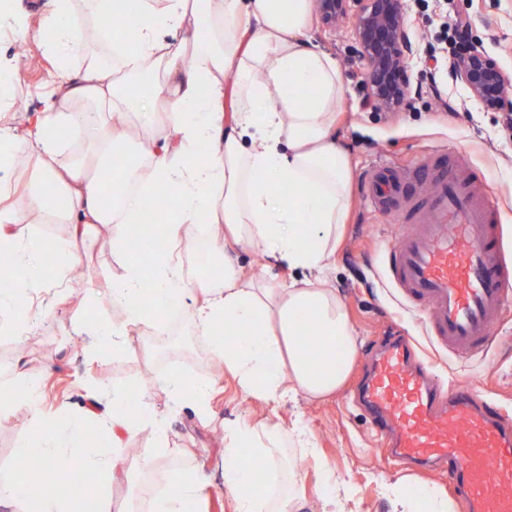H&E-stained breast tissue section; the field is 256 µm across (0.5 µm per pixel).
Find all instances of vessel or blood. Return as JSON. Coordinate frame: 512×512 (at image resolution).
<instances>
[{
  "mask_svg": "<svg viewBox=\"0 0 512 512\" xmlns=\"http://www.w3.org/2000/svg\"><path fill=\"white\" fill-rule=\"evenodd\" d=\"M362 187L375 209L409 220L386 262L401 301L424 312L439 347L484 352L512 303V265L500 253L496 208L464 157L448 153L437 169L382 160ZM361 396L394 456L446 464L467 512H512V414L483 406L465 386L438 391L404 336L371 361Z\"/></svg>",
  "mask_w": 512,
  "mask_h": 512,
  "instance_id": "obj_1",
  "label": "vessel or blood"
}]
</instances>
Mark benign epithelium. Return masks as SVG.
<instances>
[{
  "instance_id": "benign-epithelium-1",
  "label": "benign epithelium",
  "mask_w": 512,
  "mask_h": 512,
  "mask_svg": "<svg viewBox=\"0 0 512 512\" xmlns=\"http://www.w3.org/2000/svg\"><path fill=\"white\" fill-rule=\"evenodd\" d=\"M313 4L329 29L353 13L355 52L366 64L361 71L365 101L379 111L400 107L412 88L409 59L413 48L401 0H313ZM429 69L449 72L485 110L512 112V95L506 92L512 79L485 52L469 47L448 60L431 61Z\"/></svg>"
}]
</instances>
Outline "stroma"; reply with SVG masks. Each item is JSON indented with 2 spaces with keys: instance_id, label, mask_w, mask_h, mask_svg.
Masks as SVG:
<instances>
[{
  "instance_id": "1",
  "label": "stroma",
  "mask_w": 512,
  "mask_h": 512,
  "mask_svg": "<svg viewBox=\"0 0 512 512\" xmlns=\"http://www.w3.org/2000/svg\"><path fill=\"white\" fill-rule=\"evenodd\" d=\"M440 2L429 0L427 12L408 11L413 29L412 70L429 57L430 45L440 23ZM456 15L470 25L472 43L497 60L512 76V0H453ZM20 29L0 30V60L13 63L26 89L17 106L15 124L40 107V97L51 87L55 68L43 60L34 42H22ZM306 39L329 53L344 75L343 95L337 106L336 139L352 166L351 206L343 238L330 260L329 277L342 298L355 329L354 361L344 386L324 401L298 399L282 404L264 403L247 396L226 370L212 371L211 359H199L191 351H153L149 330L131 331L132 354L113 355L89 332L78 333L73 321L110 322L118 313L102 291L122 271L123 258L112 249L109 226L100 225L91 238L72 239L65 224H22L20 233L33 232L47 241H70L76 263L69 280L52 283L30 296V309L39 318L35 329L23 338L0 335V386L28 378L40 383L41 410L55 415L60 406L76 414L96 408L101 390L114 386L144 385L143 368L157 379L171 374L212 386L210 417L201 419L190 404L173 409L167 419L168 446L150 466L129 457L117 464L111 485L110 512L130 507L134 484L156 490L167 474L181 467H197L207 477L194 502V512H233L224 489V420H241L257 427H290L301 419L318 449L314 460H300L298 500L301 512H319L325 485L320 470L328 465L339 484L337 493L346 500V512H391L380 486L401 477L447 491L442 472L417 467L391 456L377 435L368 411L357 394L368 375L370 357L385 338L408 331L415 339L434 381L441 385H469L480 400L495 409L512 413V309L494 329L493 343L484 353L459 357L436 350L429 339L425 315L406 307L390 286L383 259L400 234L402 217L378 212L361 194L364 168L380 159L406 164L422 154L453 148L463 152L474 177L488 184L491 200L499 210V231L506 259L512 261V139L501 135V115L488 112L468 91L451 78H443L444 98L459 105L451 116L433 103L431 96L412 100L392 112L365 107V91L351 74L354 55L350 38L325 32L318 17H311ZM251 244H228L216 269L225 261L258 277L287 282V266L262 257ZM84 284L81 305L60 304L69 295L72 281Z\"/></svg>"
}]
</instances>
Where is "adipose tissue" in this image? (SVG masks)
Listing matches in <instances>:
<instances>
[{
  "instance_id": "adipose-tissue-1",
  "label": "adipose tissue",
  "mask_w": 512,
  "mask_h": 512,
  "mask_svg": "<svg viewBox=\"0 0 512 512\" xmlns=\"http://www.w3.org/2000/svg\"><path fill=\"white\" fill-rule=\"evenodd\" d=\"M311 0H47L31 30L53 58L58 79L41 97L25 134L11 126L20 79L0 62V169L29 152L37 156L25 208L10 205L12 187L0 180V268L13 285L0 289V334L21 336L36 323L22 296L45 285L46 269L65 277L74 261L69 242L20 236V224H68L74 234L112 227L115 251L128 250L141 201L164 188L176 205L162 220L164 250L150 266L125 262L112 282V305L122 321L93 323L91 331L113 353L131 352L132 326H153L160 313L194 305L193 323L212 359L243 391L265 402L296 396L318 401L345 382L356 338L344 303L325 276L340 240L352 177L336 141V105L343 74L329 54L304 41ZM233 74L225 89V74ZM233 109L225 111L224 97ZM165 118L146 155L129 154L115 117ZM224 228L233 243L261 244L266 255L298 274L283 285L245 277L225 265L219 281L192 298L173 258L189 225ZM166 405L140 386H116L111 413L54 418L38 409L27 381L0 391V418L25 412L30 428L19 459L38 456L45 471L61 465L96 473L108 484L128 437L145 432V461L166 445V412L191 402L208 406L204 383L168 377ZM314 457L301 427L260 429L224 424V486L234 512H294L299 480L285 448ZM279 457L274 489L256 484L245 449ZM205 481L195 468L172 473L147 504L148 512H189ZM392 512H449L446 496L407 478L385 485Z\"/></svg>"
}]
</instances>
